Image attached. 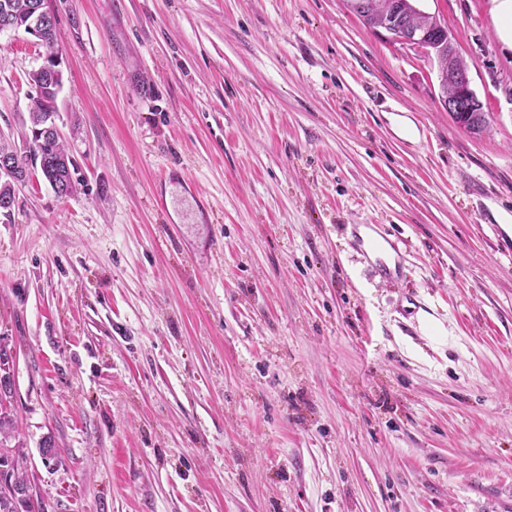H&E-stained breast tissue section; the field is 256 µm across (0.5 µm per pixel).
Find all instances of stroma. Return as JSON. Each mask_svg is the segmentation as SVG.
Here are the masks:
<instances>
[{"instance_id":"1","label":"stroma","mask_w":512,"mask_h":512,"mask_svg":"<svg viewBox=\"0 0 512 512\" xmlns=\"http://www.w3.org/2000/svg\"><path fill=\"white\" fill-rule=\"evenodd\" d=\"M421 7L480 134L346 0H48L77 191L35 171L0 214L42 512H512V51L487 0ZM42 51L0 35L21 153ZM358 224L406 241L401 278ZM450 80L452 84H454L456 81H459L458 84H455L453 94H451L453 87L451 85L448 87V84L450 83L449 75L447 81L442 74H438L439 100L441 105L447 112L451 114V116H453L455 112H459L457 114V119L460 121L462 119L464 121L467 120L466 117L462 116L464 112H482V115L480 116V129L478 133L483 132L488 126V121L486 118L487 114L483 110L482 102L471 87L468 73H464L463 78L453 76ZM462 102H464V105L461 104Z\"/></svg>"}]
</instances>
